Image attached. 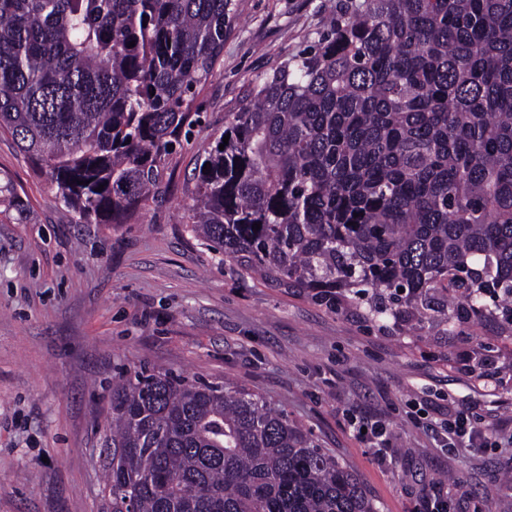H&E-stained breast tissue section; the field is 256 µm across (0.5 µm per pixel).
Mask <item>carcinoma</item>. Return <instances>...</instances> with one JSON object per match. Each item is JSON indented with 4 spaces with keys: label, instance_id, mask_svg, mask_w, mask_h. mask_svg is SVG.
<instances>
[{
    "label": "carcinoma",
    "instance_id": "cac0c4a2",
    "mask_svg": "<svg viewBox=\"0 0 512 512\" xmlns=\"http://www.w3.org/2000/svg\"><path fill=\"white\" fill-rule=\"evenodd\" d=\"M228 2L0 0V129L77 223L164 195ZM193 181L192 231L243 278L420 340L512 337V0H347L248 85ZM110 410L112 512H379L246 388L123 369Z\"/></svg>",
    "mask_w": 512,
    "mask_h": 512
}]
</instances>
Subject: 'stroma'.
<instances>
[{
	"label": "stroma",
	"mask_w": 512,
	"mask_h": 512,
	"mask_svg": "<svg viewBox=\"0 0 512 512\" xmlns=\"http://www.w3.org/2000/svg\"><path fill=\"white\" fill-rule=\"evenodd\" d=\"M345 0H230L224 53L201 119L171 160L164 197L131 224H80L10 135L0 134V512H110L112 377L159 365L283 405L360 476L379 512H412L428 486H466L512 512V372L486 321L440 349L241 278L191 231V178L249 82L311 44ZM483 345L489 388L459 355ZM496 430L497 448L447 449L414 422L448 405ZM385 421L380 467L347 413Z\"/></svg>",
	"instance_id": "obj_1"
}]
</instances>
